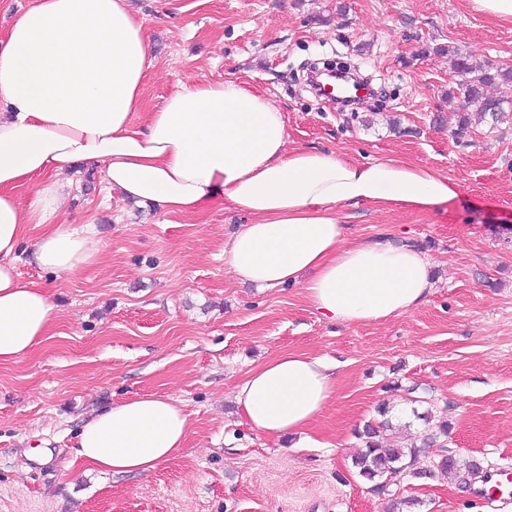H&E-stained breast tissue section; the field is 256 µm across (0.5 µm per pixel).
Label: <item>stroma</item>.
<instances>
[{"label":"stroma","instance_id":"stroma-1","mask_svg":"<svg viewBox=\"0 0 512 512\" xmlns=\"http://www.w3.org/2000/svg\"><path fill=\"white\" fill-rule=\"evenodd\" d=\"M151 66L134 126L183 84L233 80L281 110L292 148L397 156L459 185L440 213L344 208L349 238L408 243L432 265L425 303L381 323L323 317L299 285L238 282L224 245L250 215L142 207L73 171L62 209L93 224L96 264L53 275L20 260L59 305L49 336L0 365V512H512V103L455 137L461 98L448 50L512 67V24L466 0H131ZM445 54H438V47ZM353 61L378 97L356 112L303 90L310 62ZM285 353L336 369V393L303 434L252 430L235 400ZM157 394L189 415L184 452L148 475L74 458L81 425L112 402ZM447 416L446 446L503 470L482 482L400 478L376 492L352 466L379 405Z\"/></svg>","mask_w":512,"mask_h":512}]
</instances>
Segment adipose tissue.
<instances>
[{
    "label": "adipose tissue",
    "instance_id": "1",
    "mask_svg": "<svg viewBox=\"0 0 512 512\" xmlns=\"http://www.w3.org/2000/svg\"><path fill=\"white\" fill-rule=\"evenodd\" d=\"M149 65L129 0H34L0 40V364L29 356L59 313L45 288L18 273L23 241L33 242L32 264L57 274L99 258L89 228L57 219L63 177L78 164L166 214L195 215L226 198L253 218L224 246L233 276L300 284L329 318L381 322L425 301L421 253L383 238L348 241L342 209L441 211L458 196L453 180L394 157L289 149L279 108L231 80L181 86L133 128ZM31 184L34 199L21 207L16 192ZM335 390L329 365L288 353L251 371L235 398L251 429L280 437L307 428ZM188 431L178 400L135 396L90 416L75 457L105 473L148 474L183 451Z\"/></svg>",
    "mask_w": 512,
    "mask_h": 512
}]
</instances>
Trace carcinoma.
<instances>
[{
    "instance_id": "cac0c4a2",
    "label": "carcinoma",
    "mask_w": 512,
    "mask_h": 512,
    "mask_svg": "<svg viewBox=\"0 0 512 512\" xmlns=\"http://www.w3.org/2000/svg\"><path fill=\"white\" fill-rule=\"evenodd\" d=\"M453 70L458 77L457 90L462 99V110L465 114L458 121L455 136L460 137L469 125L467 113L477 112L484 118H489L492 123L500 121L504 114L503 104L505 97H489L485 94V88L491 85H500L508 89L512 88V69H495L486 65H476L470 55L455 52ZM381 420H372L364 424L362 431L358 432L363 439L364 449L353 458V465L358 470L359 476L369 482L375 483V489L383 490L388 484L399 477L409 476L413 478H427L429 476L453 474L463 479L475 474L476 465L460 459L453 454H448V449L437 446V442L448 438L450 423L448 418L442 417L432 421V415L422 416L429 433L422 439V446L405 447L399 443L390 448L383 447L384 436L391 433L392 438H397L399 427L387 418L388 407L384 404L378 407ZM438 447L434 454L432 467L426 470L414 468L419 453L426 448Z\"/></svg>"
}]
</instances>
